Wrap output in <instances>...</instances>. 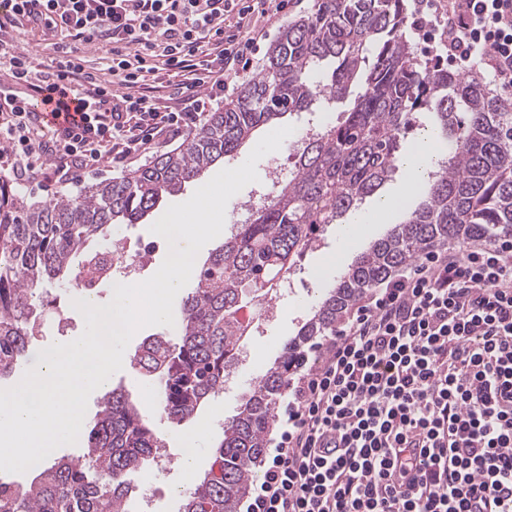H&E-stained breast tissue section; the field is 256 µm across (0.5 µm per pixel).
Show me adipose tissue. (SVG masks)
<instances>
[{"label": "adipose tissue", "instance_id": "obj_1", "mask_svg": "<svg viewBox=\"0 0 512 512\" xmlns=\"http://www.w3.org/2000/svg\"><path fill=\"white\" fill-rule=\"evenodd\" d=\"M442 151L440 143L426 136L420 138L414 153L403 160L405 177L400 189L396 193L381 196L375 201L371 221H358L356 237H364L369 231L370 223L381 224L390 220L396 212L397 202L409 201L414 196L419 184L427 175L429 164Z\"/></svg>", "mask_w": 512, "mask_h": 512}]
</instances>
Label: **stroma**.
Listing matches in <instances>:
<instances>
[{
    "instance_id": "stroma-1",
    "label": "stroma",
    "mask_w": 512,
    "mask_h": 512,
    "mask_svg": "<svg viewBox=\"0 0 512 512\" xmlns=\"http://www.w3.org/2000/svg\"><path fill=\"white\" fill-rule=\"evenodd\" d=\"M0 46L7 49L23 50L30 54L34 69H42L49 61L51 42L43 32L14 25L0 31ZM295 134L288 136L278 151L265 155L257 164L259 179L246 185L228 202L225 212L226 223L233 224L239 219V209L250 197L262 194L266 188L264 179L269 166L276 161L287 162L288 156L297 145ZM157 214H150L145 223L132 228L115 224L109 230L112 238L130 236L148 261L140 271L141 279L150 278L161 266L167 255L163 240L151 232L150 226L157 221ZM338 225H327L317 246L302 259L303 271L293 292L278 299L272 309L264 333L251 337L245 345L241 359L234 369L232 384L224 392L208 400L197 415L181 427H172L161 415L156 398L151 397L152 385L149 379L136 372L131 359L143 339L155 334V327L140 329L129 342L124 357L126 362L121 371L112 377L113 385L122 387L132 398L139 401L143 412L150 420L156 433L164 439L169 463L149 462L141 472L131 477L134 486L150 483L158 487L160 496L155 500L152 512H178L180 493L196 483L208 469L211 453L223 434L225 419L234 415L250 388L281 354L284 345L295 336L299 322L318 303L323 293L336 282V244ZM77 296L76 288L46 286L43 292L45 331L33 340L24 368H31L39 362V352L44 347L62 342L64 336L81 335L85 329L82 315L73 308L72 301ZM71 319L66 335L53 332L52 327L59 316ZM198 434L196 443L197 460L192 474H185L179 458L185 438Z\"/></svg>"
}]
</instances>
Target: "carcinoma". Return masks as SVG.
I'll use <instances>...</instances> for the list:
<instances>
[{"instance_id": "obj_1", "label": "carcinoma", "mask_w": 512, "mask_h": 512, "mask_svg": "<svg viewBox=\"0 0 512 512\" xmlns=\"http://www.w3.org/2000/svg\"><path fill=\"white\" fill-rule=\"evenodd\" d=\"M403 0H314L269 45L257 77L236 101L212 113L182 145L137 171L85 184L74 195L35 202L0 183V380L24 361L42 324L37 292L67 278L94 276L89 243L113 224H140L166 196L182 190L257 132L287 115L352 107L304 138L277 194L235 224L200 266L183 300L178 334L147 337L132 358L149 378L159 410L173 425L190 421L224 392L244 335L238 312L262 320L267 299L320 229L339 224L373 196L402 158L406 129L418 112L451 146L428 174L420 202L336 279L301 322L281 355L251 389L208 470L185 491L179 512H239L289 374L318 338L336 332L348 306L412 264L424 249L456 240L512 238V97L471 73L423 59L406 39ZM79 265H74L76 259ZM163 441L120 387L103 396L82 455L42 464L29 483L0 485V512H130V476L155 459Z\"/></svg>"}]
</instances>
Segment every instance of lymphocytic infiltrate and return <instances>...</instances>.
I'll return each instance as SVG.
<instances>
[{
  "label": "lymphocytic infiltrate",
  "instance_id": "1",
  "mask_svg": "<svg viewBox=\"0 0 512 512\" xmlns=\"http://www.w3.org/2000/svg\"><path fill=\"white\" fill-rule=\"evenodd\" d=\"M450 65L512 83V0H414ZM8 19L59 34L33 70L0 54V164L36 185L134 163L201 124L249 71L288 0H5ZM233 27H226L227 18ZM111 43L107 67L82 47ZM78 120L48 127L47 87ZM166 84L169 104L155 92ZM319 366L288 379L282 432L245 512H512V239L426 249L353 306Z\"/></svg>",
  "mask_w": 512,
  "mask_h": 512
}]
</instances>
